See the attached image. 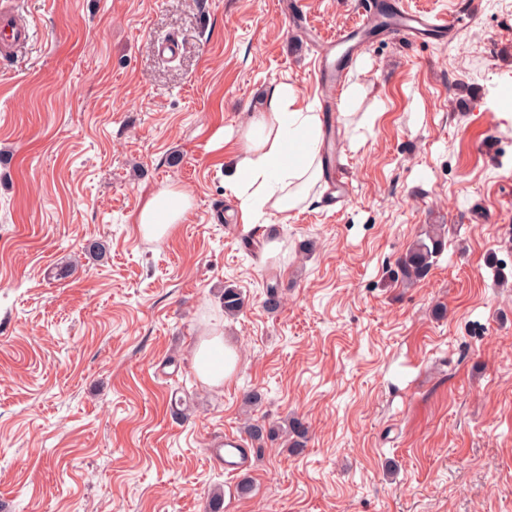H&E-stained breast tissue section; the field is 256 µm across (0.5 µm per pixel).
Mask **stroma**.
<instances>
[{"label": "stroma", "mask_w": 512, "mask_h": 512, "mask_svg": "<svg viewBox=\"0 0 512 512\" xmlns=\"http://www.w3.org/2000/svg\"><path fill=\"white\" fill-rule=\"evenodd\" d=\"M385 2L479 18L375 36L336 115L349 206L247 224L228 160L274 85L323 112L312 41L359 0H14L36 31L0 57V512H208L217 487L224 512H512V0ZM169 188L192 207L145 238ZM436 225V265L395 278ZM216 336L238 359L209 385ZM248 415L301 419L304 451L211 464ZM190 208L188 195L178 190L165 189L145 204L137 222L145 236L161 239L184 220ZM215 350L222 352L221 360L213 358ZM236 358L235 351L224 344V339L215 338L210 342H203L199 346L194 359V367L203 381L219 384L234 371Z\"/></svg>", "instance_id": "35a3bbf8"}]
</instances>
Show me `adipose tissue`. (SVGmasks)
<instances>
[{"label": "adipose tissue", "instance_id": "ef3b65f1", "mask_svg": "<svg viewBox=\"0 0 512 512\" xmlns=\"http://www.w3.org/2000/svg\"><path fill=\"white\" fill-rule=\"evenodd\" d=\"M321 134L319 113L302 107L295 89L280 84L269 91L266 111L258 113L243 133L225 177L245 218L313 204L311 188L325 177ZM190 208L188 195L166 189L145 204L137 222L145 236L160 239L184 220ZM217 350L222 353L218 360L213 357ZM235 365V351L218 338L202 343L194 359L199 377L212 384L229 377Z\"/></svg>", "mask_w": 512, "mask_h": 512}]
</instances>
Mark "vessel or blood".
Listing matches in <instances>:
<instances>
[{"instance_id": "1", "label": "vessel or blood", "mask_w": 512, "mask_h": 512, "mask_svg": "<svg viewBox=\"0 0 512 512\" xmlns=\"http://www.w3.org/2000/svg\"><path fill=\"white\" fill-rule=\"evenodd\" d=\"M477 20L475 12H462L454 15H433L424 11L407 10L402 12L389 26L390 34L407 36L414 40L422 39L427 33L443 34L464 30ZM375 22L371 13H363L361 19L352 27L342 29L325 39L324 51H335L336 60L323 64L319 81L326 101L339 99L346 79V63L354 54L366 51L372 44L368 35ZM33 37V25L18 19L12 8H0V51L10 52L27 46ZM212 459H220L230 473L236 474L247 468L250 456L245 441L236 435H225L223 441L211 448Z\"/></svg>"}]
</instances>
